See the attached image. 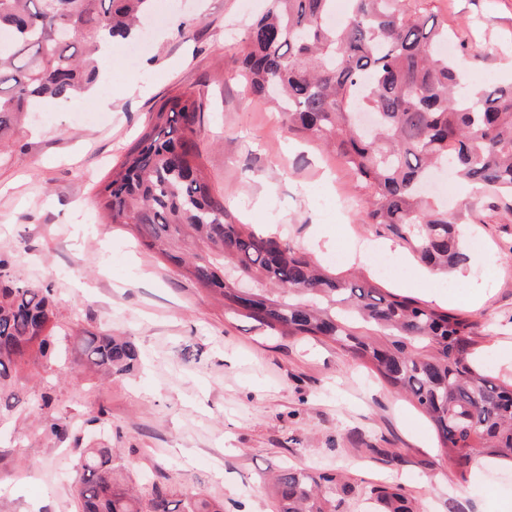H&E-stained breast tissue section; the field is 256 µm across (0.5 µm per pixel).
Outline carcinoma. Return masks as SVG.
Wrapping results in <instances>:
<instances>
[{"label":"carcinoma","mask_w":512,"mask_h":512,"mask_svg":"<svg viewBox=\"0 0 512 512\" xmlns=\"http://www.w3.org/2000/svg\"><path fill=\"white\" fill-rule=\"evenodd\" d=\"M152 0H0V145L34 100L66 103L92 85L107 38L131 40ZM268 0L247 27L235 63L249 95L273 104L288 134L341 156L362 192L367 224L409 244L432 269L466 260L459 213L432 205L422 185L451 168L476 192L512 197V83L474 93L438 51L448 28L418 0ZM376 113L362 134L355 113ZM203 109L192 89L164 100L98 193L113 224L224 302V313L269 336H302L346 349L429 420L440 455L460 481L481 458L512 465V375L474 364L478 321L384 287L372 276L323 267L277 236L241 223L205 173ZM107 377L131 373L135 346L110 333L59 330L51 285L14 278L0 259V402L24 403L13 386L59 353ZM81 512H223L197 492L165 485L139 496L115 475L112 451L80 457ZM278 512H344L362 495L347 478L292 466L276 475ZM367 495L382 512H417L398 485Z\"/></svg>","instance_id":"cac0c4a2"}]
</instances>
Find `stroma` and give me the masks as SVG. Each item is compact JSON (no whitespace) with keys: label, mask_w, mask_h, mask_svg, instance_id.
Returning <instances> with one entry per match:
<instances>
[{"label":"stroma","mask_w":512,"mask_h":512,"mask_svg":"<svg viewBox=\"0 0 512 512\" xmlns=\"http://www.w3.org/2000/svg\"><path fill=\"white\" fill-rule=\"evenodd\" d=\"M470 51L460 59L470 88L512 83V0H425ZM267 0H153L145 47L112 60L109 98L35 112L0 151V258L16 278L52 284L56 318L79 330L127 337L138 369L103 378L58 358L15 384L25 409L0 407V512H80L75 486L85 442L102 440L137 492L160 482L198 492L224 512H276L267 482L283 466L325 469L367 488L399 484L422 512H512V468L482 461L467 482L439 458L428 420L338 346L267 338L252 323L225 317L221 304L175 275L130 228L96 206L109 179L152 112L185 89L200 93L203 161L230 209L246 224L278 233L296 248L345 272L393 267L384 285L419 270L410 247L346 206L358 189L333 155L289 136L277 113L248 97L234 76L233 54L249 20ZM187 23L188 37L177 35ZM142 90L121 91L124 73ZM433 193L463 210L467 261L409 296L468 310L484 334L475 358L512 373V219L452 175ZM378 243L364 258L353 244ZM485 299L470 309L471 287ZM54 413L41 407L44 391ZM66 423L60 441L49 426Z\"/></svg>","instance_id":"35a3bbf8"}]
</instances>
